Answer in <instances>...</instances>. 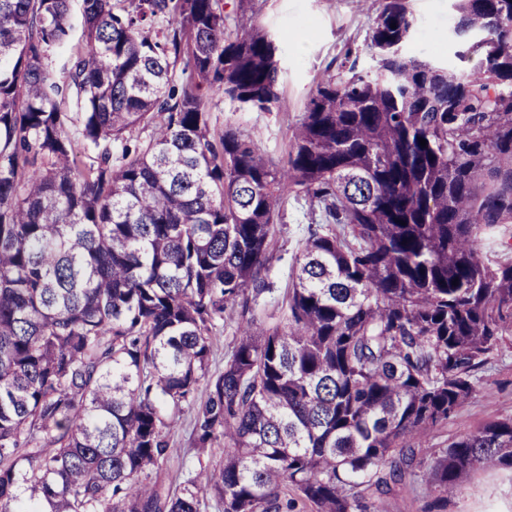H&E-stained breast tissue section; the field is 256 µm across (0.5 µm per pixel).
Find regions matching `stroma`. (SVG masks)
I'll return each instance as SVG.
<instances>
[{"instance_id": "obj_1", "label": "stroma", "mask_w": 512, "mask_h": 512, "mask_svg": "<svg viewBox=\"0 0 512 512\" xmlns=\"http://www.w3.org/2000/svg\"><path fill=\"white\" fill-rule=\"evenodd\" d=\"M381 5L382 0H260L257 21L279 47L283 102L271 112L239 111L225 102L222 92L208 91L205 101L213 129L220 132L228 125L238 127L257 139L274 161H284L293 130L316 85L338 75L345 63L357 62L366 71L373 68L366 43ZM411 8L416 33L406 47L408 54L456 69L448 29L450 0H411ZM83 40L81 0H70L69 34L53 53L50 65L56 81L65 80L69 60ZM282 210L269 249L268 279L273 291L250 309L237 306L226 310L224 331L209 356L211 370H223L243 314H253L270 327L285 323L292 268L303 229L313 215L309 203L302 199H287ZM477 376L479 393L449 417L446 425L433 431L421 450L423 457H432L458 436L512 415V336L505 337L489 355ZM193 423V410H185L171 431L170 460L162 471L168 483H179L185 471L198 466ZM384 501L386 512H512V467L477 465L463 478L457 492L444 500L434 486L407 481L393 485Z\"/></svg>"}]
</instances>
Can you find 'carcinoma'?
Listing matches in <instances>:
<instances>
[{
	"label": "carcinoma",
	"instance_id": "cac0c4a2",
	"mask_svg": "<svg viewBox=\"0 0 512 512\" xmlns=\"http://www.w3.org/2000/svg\"><path fill=\"white\" fill-rule=\"evenodd\" d=\"M256 2L82 0L72 117L49 69L69 0H0V512H385L394 483L444 499L512 466L511 416L419 457L512 335V260L484 252L512 224V0H453L472 71L408 55L409 0H384L376 71L318 83L281 164L204 99L281 103ZM290 195L319 222L285 326L240 323L213 373L224 312L272 292ZM203 381L196 445L222 456L173 486ZM194 414L193 409H185L171 431L170 460L162 471L166 483L178 484L187 469L198 468V450L192 434Z\"/></svg>",
	"mask_w": 512,
	"mask_h": 512
}]
</instances>
